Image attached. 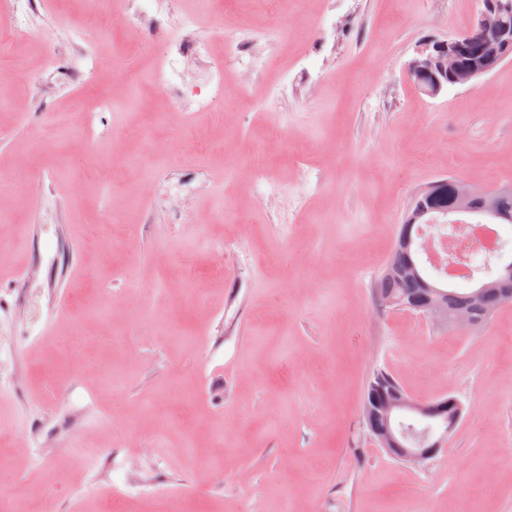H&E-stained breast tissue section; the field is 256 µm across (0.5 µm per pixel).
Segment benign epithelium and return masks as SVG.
I'll return each mask as SVG.
<instances>
[{
	"instance_id": "benign-epithelium-1",
	"label": "benign epithelium",
	"mask_w": 512,
	"mask_h": 512,
	"mask_svg": "<svg viewBox=\"0 0 512 512\" xmlns=\"http://www.w3.org/2000/svg\"><path fill=\"white\" fill-rule=\"evenodd\" d=\"M480 2L481 8L470 33L431 39L417 46L415 56L407 64L406 73L426 95L437 97L450 87L472 85L491 72L490 63H499L512 56V24L505 21V18L512 16V0ZM475 40L482 43L486 59L474 60L468 67L463 68L459 61L469 54L471 44ZM499 194V188L483 189V202L480 203L477 214L484 219H494V203ZM420 316L437 325H449L455 329L470 330L474 327L473 320L465 314L448 319V309L445 300L441 298L426 307ZM452 405L463 409L454 398L422 403L400 394L376 403L377 407L391 416L409 411L425 417L443 414ZM459 418L460 414L453 415L448 421V426L416 447L406 445L403 437L394 428L377 436L375 442L389 455L406 463L421 466L434 459L447 445L448 437L454 431Z\"/></svg>"
}]
</instances>
